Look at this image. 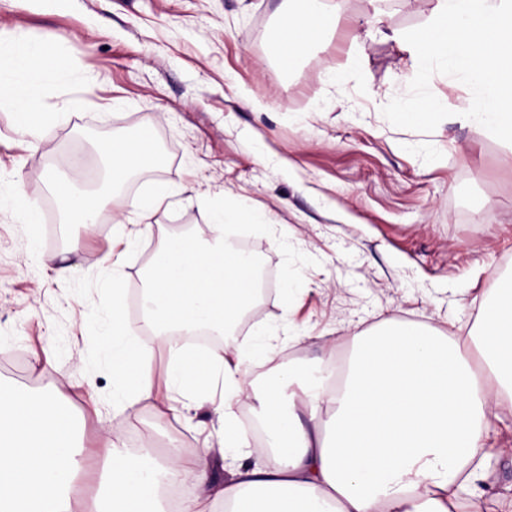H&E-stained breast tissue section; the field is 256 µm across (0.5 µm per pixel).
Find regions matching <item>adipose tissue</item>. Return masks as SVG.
<instances>
[{
    "label": "adipose tissue",
    "instance_id": "ef3b65f1",
    "mask_svg": "<svg viewBox=\"0 0 512 512\" xmlns=\"http://www.w3.org/2000/svg\"><path fill=\"white\" fill-rule=\"evenodd\" d=\"M280 25L282 57L295 68L308 48L336 26L327 0H290ZM67 61L41 49L0 55V92L19 96L30 75L65 72ZM109 179L120 189L158 163L150 125L113 138ZM77 173L54 174L62 221L93 227L108 194L77 188ZM212 235L165 239L150 261L142 292L149 341L112 310V369L120 382L112 409L124 412L165 387L176 412L210 400L218 424L217 452L229 472L209 476V454L169 449L165 457L113 450L103 463L91 512H168L165 486L186 481L196 496L181 512H480L478 485L497 456L494 441L512 413V279L501 281L467 337L389 319L348 338L351 354L336 389L316 388L290 402L282 392L290 370L268 378L261 393L267 440L253 447L234 407L247 399L242 367L273 361V346L246 349L233 327L256 293V275L229 238L235 224L211 215ZM206 328L223 335L220 349L198 355L176 348L173 333ZM163 350L155 378L145 353ZM89 469L86 448L72 437L68 408L51 393L24 394L0 383V512H78L77 480Z\"/></svg>",
    "mask_w": 512,
    "mask_h": 512
}]
</instances>
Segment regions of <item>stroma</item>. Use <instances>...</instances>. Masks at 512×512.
Wrapping results in <instances>:
<instances>
[{
  "mask_svg": "<svg viewBox=\"0 0 512 512\" xmlns=\"http://www.w3.org/2000/svg\"><path fill=\"white\" fill-rule=\"evenodd\" d=\"M437 0H342L340 20L292 71L273 35L284 0H0V53L16 43L67 59L29 84L44 131L22 130L24 102L0 99V382L52 392L83 444L137 452L214 442L208 406L159 418V400L112 412L102 358L107 280L123 312L150 258L174 233L210 234L217 209L240 213L238 240L265 248L270 284L239 337L265 333L294 386L345 358L352 331L384 320L466 335L497 277L512 271V166L501 141L457 117L429 134L381 113L415 72L396 33L423 25ZM152 121L156 170L130 178L93 230L59 223L47 177ZM164 196L152 230L129 224L117 271L96 266L116 215ZM41 220L25 223L24 207ZM72 267L60 285L44 254Z\"/></svg>",
  "mask_w": 512,
  "mask_h": 512,
  "instance_id": "1",
  "label": "stroma"
}]
</instances>
